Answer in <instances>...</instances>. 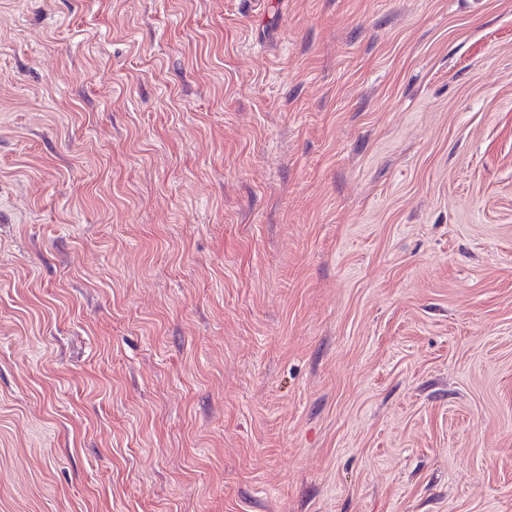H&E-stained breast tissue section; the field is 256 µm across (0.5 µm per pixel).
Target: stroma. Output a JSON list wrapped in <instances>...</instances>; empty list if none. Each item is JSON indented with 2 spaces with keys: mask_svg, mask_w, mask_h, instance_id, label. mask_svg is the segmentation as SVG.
Masks as SVG:
<instances>
[{
  "mask_svg": "<svg viewBox=\"0 0 512 512\" xmlns=\"http://www.w3.org/2000/svg\"><path fill=\"white\" fill-rule=\"evenodd\" d=\"M0 512H512V0H0Z\"/></svg>",
  "mask_w": 512,
  "mask_h": 512,
  "instance_id": "stroma-1",
  "label": "stroma"
}]
</instances>
